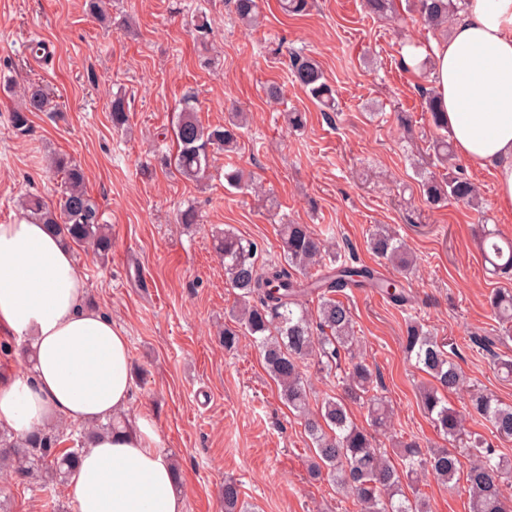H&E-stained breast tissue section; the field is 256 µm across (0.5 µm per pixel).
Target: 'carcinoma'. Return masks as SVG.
<instances>
[{
    "instance_id": "carcinoma-1",
    "label": "carcinoma",
    "mask_w": 512,
    "mask_h": 512,
    "mask_svg": "<svg viewBox=\"0 0 512 512\" xmlns=\"http://www.w3.org/2000/svg\"><path fill=\"white\" fill-rule=\"evenodd\" d=\"M234 14L243 23L253 25L259 16V0H232ZM369 14L393 17L394 0H364ZM287 15H302L310 0H279ZM466 0H412L411 10L419 13L431 28L450 24L465 10ZM288 68L293 81L314 100L321 111H336V93L318 63L310 56L288 52ZM46 89L30 82L24 89L23 105L11 113L12 126L20 133L29 126V114L50 109ZM194 97L184 96L174 128L178 150L174 167L183 177L204 178L211 157L218 151L232 153L238 146L244 113L234 110L222 126L205 127L196 115ZM425 112L440 134L432 140L430 166L421 186L427 203L437 205L448 200L472 204L477 189L451 164L454 154L448 140V120L435 92L425 95ZM51 167L62 174L64 188L59 208L48 207L37 197L28 196L23 208L30 219L48 224L67 243L86 246L101 258L112 252V239L101 224L100 206L85 190L83 169L64 157H54ZM283 259L258 264L256 245L226 229L214 239L213 247L224 261V271L236 290L238 308L232 310V324L224 326V348L232 350L243 333L251 336L263 356L270 377L279 385L281 398L304 421L315 456L314 474L326 477L349 492L363 512H430L426 498L411 497L405 488L429 474L443 484L454 480L460 471L459 454L449 448H434L429 454L414 441L397 442L396 461L380 451L374 436L355 424L347 402L366 405L375 430L388 427L390 410L382 397L374 393V372L355 355L358 342L353 314L336 293L345 288H373L401 305L408 301L399 279L376 276L365 267L346 260L333 259L336 267L324 271L328 242L308 224L280 225ZM477 239L482 255L493 274L512 280V241L504 240L481 226ZM368 246L379 259L399 272L408 271L413 258L403 242L384 226L370 234ZM314 295L316 311L309 310L303 297ZM489 304L498 320L499 330L512 332V289L496 288ZM404 351L419 371L429 377L420 387L419 402L444 439L459 442L464 436L463 415L448 406L446 393L461 383L457 365L444 343L415 317L406 319L402 340ZM318 370L336 377L341 393L326 396L318 412L308 409L309 392L304 376L308 362ZM470 412L490 422L495 437L512 440V405L492 393L475 390L468 402ZM89 437L83 432L77 448H60L57 428L36 429L23 441L0 430V465L20 480L35 479L43 485L66 481L67 470L78 462ZM473 463L467 480L471 491L470 512H512V498L503 487L512 482V459L491 446L473 445ZM224 512H245L240 505L239 486L224 482Z\"/></svg>"
}]
</instances>
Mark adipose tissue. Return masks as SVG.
<instances>
[{"label": "adipose tissue", "instance_id": "adipose-tissue-1", "mask_svg": "<svg viewBox=\"0 0 512 512\" xmlns=\"http://www.w3.org/2000/svg\"><path fill=\"white\" fill-rule=\"evenodd\" d=\"M411 69L428 65L457 154L492 168L500 206H512V0H469L465 14L427 46L404 47ZM69 246L44 224H0V328L26 342L29 372L0 374V429L26 437L52 425L91 436L66 481L75 512H185L170 456L144 418L114 432L127 412L129 341L87 300Z\"/></svg>", "mask_w": 512, "mask_h": 512}]
</instances>
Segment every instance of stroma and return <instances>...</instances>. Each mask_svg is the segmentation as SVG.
<instances>
[{"instance_id": "35a3bbf8", "label": "stroma", "mask_w": 512, "mask_h": 512, "mask_svg": "<svg viewBox=\"0 0 512 512\" xmlns=\"http://www.w3.org/2000/svg\"><path fill=\"white\" fill-rule=\"evenodd\" d=\"M397 3V17L385 19L370 16L363 0H314L303 16L260 0V23L246 27L230 0H110L104 23L85 0H0V223L23 217L28 194L56 204L60 180L47 157L64 154L82 166L112 252L103 262L75 248L77 267L89 302L128 338L135 371L128 415L148 418L177 462L185 512H224L228 480L255 512H358L350 496L310 476L312 443L250 337L224 348L235 293L212 248L224 229L254 241L264 261L282 254L280 225L308 224L328 231L332 252L402 276L409 299L402 307L368 288L338 295L393 410L391 428L376 435L379 448L391 450L398 439L425 450L443 444L418 400L428 378L401 346L410 315L455 349L462 384L447 399L464 412L468 434L492 435L488 422L467 412L472 390L512 405V379L495 368L496 358H512V339L489 349L481 343L498 326L487 298L501 282L486 272L474 238L480 224L512 238V209L498 207L492 171L461 158L456 164L477 185L480 208L424 200L413 159L437 134L422 98L431 83L405 67L402 48L429 43L436 32L406 0ZM201 11L211 26L204 40L192 26ZM33 40L55 47L40 67L27 50ZM291 48L319 63L336 91V115L325 116L293 83ZM30 78L49 88L58 108L31 114L20 134L10 115ZM270 83L282 86L280 102L266 99ZM189 93L203 125L223 123L234 106L249 114L236 152L216 153L201 184L163 163L177 152L173 125ZM117 94L129 115L122 131L112 126ZM291 109L306 112L303 130L287 128L283 114ZM401 112L412 115L411 129L398 125ZM230 168L250 174L253 188L229 187ZM189 207L197 223H176ZM378 225L414 253L413 271L398 274L370 252ZM418 488L431 512H469L465 477L445 487L426 476ZM0 499L9 512H56L68 496L62 487L50 493L0 475Z\"/></svg>"}]
</instances>
